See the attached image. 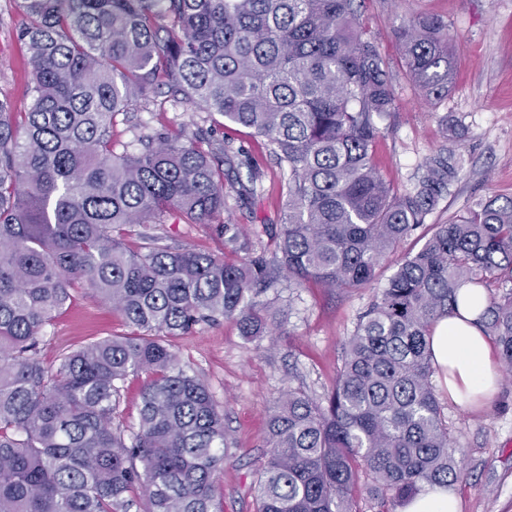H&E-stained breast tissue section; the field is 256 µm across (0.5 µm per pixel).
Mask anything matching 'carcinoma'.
Returning a JSON list of instances; mask_svg holds the SVG:
<instances>
[{
  "mask_svg": "<svg viewBox=\"0 0 512 512\" xmlns=\"http://www.w3.org/2000/svg\"><path fill=\"white\" fill-rule=\"evenodd\" d=\"M356 2L16 0L33 79L23 118L0 99V512H217L224 417L170 339L219 319L249 340L272 336L280 288H364L425 227L344 341L332 390L290 387L272 406L255 512H354L362 468L380 512L459 479L430 337L461 288L512 284V197L429 226L451 157L428 159L412 192L378 175L379 119L396 87ZM396 38L419 89L448 94V22L426 16ZM163 86L264 140L286 198L272 251L234 224L224 235L245 253L237 262L134 231L221 215L224 169L237 166L233 141L204 150L183 132L112 152L116 116ZM262 178L249 167L237 206L255 204ZM78 288L131 332L45 361V329ZM476 324L512 371V288L487 296ZM139 375L138 426L114 428Z\"/></svg>",
  "mask_w": 512,
  "mask_h": 512,
  "instance_id": "obj_1",
  "label": "carcinoma"
}]
</instances>
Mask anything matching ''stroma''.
Segmentation results:
<instances>
[{"mask_svg":"<svg viewBox=\"0 0 512 512\" xmlns=\"http://www.w3.org/2000/svg\"><path fill=\"white\" fill-rule=\"evenodd\" d=\"M360 23L376 40L394 76L395 112L383 117L374 148L380 176L395 190H413L424 164L450 151L459 169L447 192L428 216L445 224L466 214L485 196L512 197V0H364ZM434 14L448 23V47L455 65L447 96L426 99L406 75L394 38L398 27ZM25 18L14 0H0V99L14 111H27L32 70L19 32ZM187 131L208 147L229 134L220 115L205 116L183 99L162 94L144 110L117 116L112 150H135L139 137L157 131ZM246 158L265 172V192L254 206L233 208L230 221L252 242L270 245L268 225L278 220L281 177L262 140L246 130L232 133ZM223 219L209 224H154L149 231L164 244L189 246L226 259ZM395 270L386 261L366 288L344 294L310 283L283 289L291 304L277 344L268 338L245 340L231 322L202 323L174 341L182 361L209 386L220 410L228 448L216 481L222 512H254L253 485L265 460L267 419L287 387H304L321 396L331 390L341 364V349L357 320L386 286ZM127 331L120 314L89 290L72 300L46 329L39 347L49 360L90 340ZM436 391L460 461L453 489L461 512H512V373H502L487 403L465 408Z\"/></svg>","mask_w":512,"mask_h":512,"instance_id":"1","label":"stroma"}]
</instances>
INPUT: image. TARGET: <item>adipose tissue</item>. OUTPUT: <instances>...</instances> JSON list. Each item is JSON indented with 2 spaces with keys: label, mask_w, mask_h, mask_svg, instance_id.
I'll list each match as a JSON object with an SVG mask.
<instances>
[{
  "label": "adipose tissue",
  "mask_w": 512,
  "mask_h": 512,
  "mask_svg": "<svg viewBox=\"0 0 512 512\" xmlns=\"http://www.w3.org/2000/svg\"><path fill=\"white\" fill-rule=\"evenodd\" d=\"M484 305L480 289H462L456 315L440 320L431 338L449 398L467 407L488 400L498 383L494 348L475 324Z\"/></svg>",
  "instance_id": "ef3b65f1"
}]
</instances>
